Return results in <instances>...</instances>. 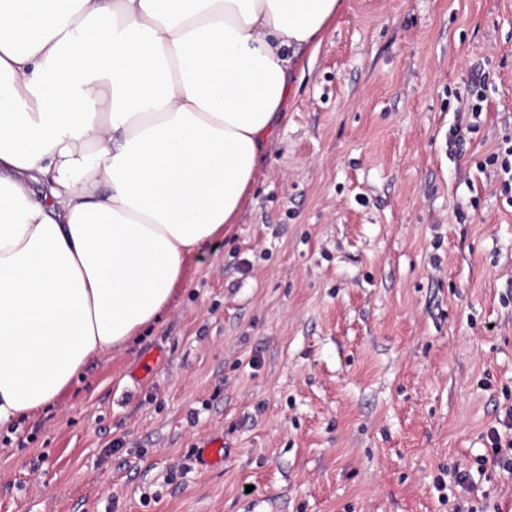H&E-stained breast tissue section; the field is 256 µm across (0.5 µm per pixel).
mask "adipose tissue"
<instances>
[{
    "label": "adipose tissue",
    "mask_w": 512,
    "mask_h": 512,
    "mask_svg": "<svg viewBox=\"0 0 512 512\" xmlns=\"http://www.w3.org/2000/svg\"><path fill=\"white\" fill-rule=\"evenodd\" d=\"M340 0H0V428L167 313Z\"/></svg>",
    "instance_id": "ef3b65f1"
}]
</instances>
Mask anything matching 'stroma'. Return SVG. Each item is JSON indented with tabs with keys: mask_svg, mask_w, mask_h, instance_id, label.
<instances>
[{
	"mask_svg": "<svg viewBox=\"0 0 512 512\" xmlns=\"http://www.w3.org/2000/svg\"><path fill=\"white\" fill-rule=\"evenodd\" d=\"M292 79L162 322L0 429V512H512V194L477 168L512 139V0H341Z\"/></svg>",
	"mask_w": 512,
	"mask_h": 512,
	"instance_id": "35a3bbf8",
	"label": "stroma"
}]
</instances>
